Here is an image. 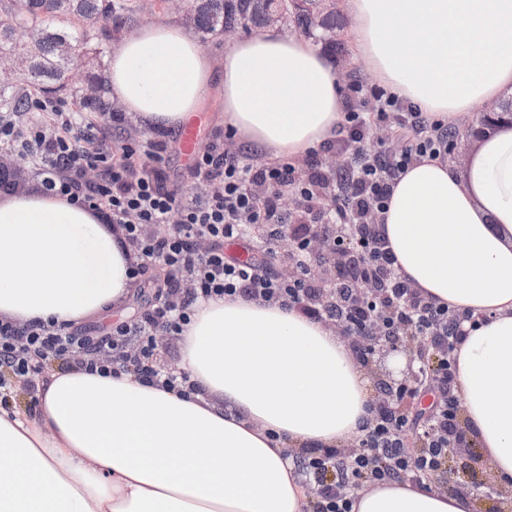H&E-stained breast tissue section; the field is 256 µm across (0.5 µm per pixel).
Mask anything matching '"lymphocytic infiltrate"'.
<instances>
[{
  "label": "lymphocytic infiltrate",
  "instance_id": "lymphocytic-infiltrate-1",
  "mask_svg": "<svg viewBox=\"0 0 512 512\" xmlns=\"http://www.w3.org/2000/svg\"><path fill=\"white\" fill-rule=\"evenodd\" d=\"M345 103L335 137L308 152L306 174L297 173L292 163H261L213 141L194 159L204 192L190 199L169 186L157 167L165 141L99 143L94 123L51 99L29 103L52 112L47 124H27L21 114L1 112L0 144L27 160L41 192L89 208L122 228L137 255L132 278L151 266L164 277L154 285L153 303L138 318L92 333L65 324L0 319V395L18 384L35 388L43 368L55 359L72 360L89 373L131 374L177 389L184 377L156 366L157 337L181 336L198 300L277 303L298 308L312 321L344 326L362 364L371 358L377 335L395 346L413 335L427 336L439 351L436 359L421 360L415 382L377 379L376 399L368 404L354 452L310 446L296 455L301 474L316 484L312 512H352L356 492L367 485H426L441 479L449 442L466 436L458 424L452 355L463 316L416 295L397 273L380 215L399 175L421 158H445L454 131L384 88H366L354 74L348 77ZM375 129L382 136L371 152L365 142ZM326 153L341 156V164L327 168ZM285 189L295 197L294 208L280 204ZM159 224L167 225L165 235L153 233ZM340 224L353 225L352 235L337 234ZM288 232L298 252H305L316 234L324 240L326 258H340L330 301H322L315 272L304 263L290 273L268 270L269 256ZM250 236L261 247L248 261L225 255V244ZM431 377L440 381L436 400L413 413L416 394ZM411 438L418 445L412 455L406 451ZM330 471L336 475L332 483L325 480Z\"/></svg>",
  "mask_w": 512,
  "mask_h": 512
}]
</instances>
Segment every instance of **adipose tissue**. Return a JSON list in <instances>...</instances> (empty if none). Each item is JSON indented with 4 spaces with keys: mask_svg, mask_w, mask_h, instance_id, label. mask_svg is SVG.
I'll use <instances>...</instances> for the list:
<instances>
[{
    "mask_svg": "<svg viewBox=\"0 0 512 512\" xmlns=\"http://www.w3.org/2000/svg\"><path fill=\"white\" fill-rule=\"evenodd\" d=\"M354 51L392 93L455 122L512 92V0H345ZM237 136L296 160L345 108L309 40L264 28L207 52L179 23L132 26L111 47L101 95L153 134L212 95ZM398 273L468 313L456 395L482 458L512 485V120L479 135L463 170L422 159L382 215ZM135 257L93 212L39 191L0 201V317L73 323L120 308ZM180 394L78 368L43 376L39 408H0V512H305L295 463L309 444L358 437L370 379L349 340L299 310L198 303L181 336ZM472 498L393 482L353 512H471Z\"/></svg>",
    "mask_w": 512,
    "mask_h": 512,
    "instance_id": "adipose-tissue-1",
    "label": "adipose tissue"
}]
</instances>
